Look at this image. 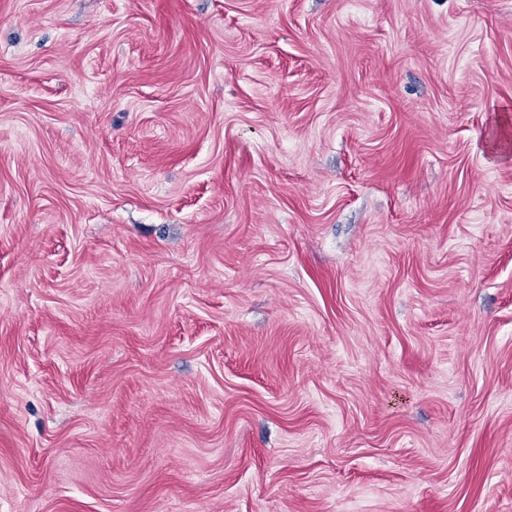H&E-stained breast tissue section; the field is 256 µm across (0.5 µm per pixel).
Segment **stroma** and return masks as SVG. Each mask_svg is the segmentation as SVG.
Listing matches in <instances>:
<instances>
[{
    "mask_svg": "<svg viewBox=\"0 0 512 512\" xmlns=\"http://www.w3.org/2000/svg\"><path fill=\"white\" fill-rule=\"evenodd\" d=\"M0 512H512V0H0Z\"/></svg>",
    "mask_w": 512,
    "mask_h": 512,
    "instance_id": "stroma-1",
    "label": "stroma"
}]
</instances>
